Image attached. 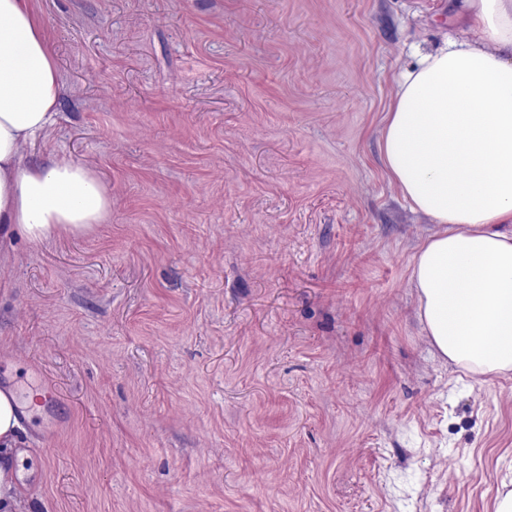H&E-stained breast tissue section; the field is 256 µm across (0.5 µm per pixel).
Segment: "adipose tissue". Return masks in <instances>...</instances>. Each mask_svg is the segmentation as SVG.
Segmentation results:
<instances>
[{
  "mask_svg": "<svg viewBox=\"0 0 512 512\" xmlns=\"http://www.w3.org/2000/svg\"><path fill=\"white\" fill-rule=\"evenodd\" d=\"M478 42L450 40L405 71L385 116L390 179L435 231L412 257L436 354L474 376L512 372V0H463ZM56 60L30 0H0V252L107 223L112 196L84 164L27 162L55 121ZM20 404L0 389V512H16Z\"/></svg>",
  "mask_w": 512,
  "mask_h": 512,
  "instance_id": "obj_1",
  "label": "adipose tissue"
}]
</instances>
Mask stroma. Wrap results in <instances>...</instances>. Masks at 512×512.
Returning a JSON list of instances; mask_svg holds the SVG:
<instances>
[{"label": "stroma", "mask_w": 512, "mask_h": 512, "mask_svg": "<svg viewBox=\"0 0 512 512\" xmlns=\"http://www.w3.org/2000/svg\"><path fill=\"white\" fill-rule=\"evenodd\" d=\"M31 2L63 92L24 154L112 218L0 259V388L58 396L19 512H494L512 372L433 355L379 147L454 0Z\"/></svg>", "instance_id": "obj_1"}]
</instances>
